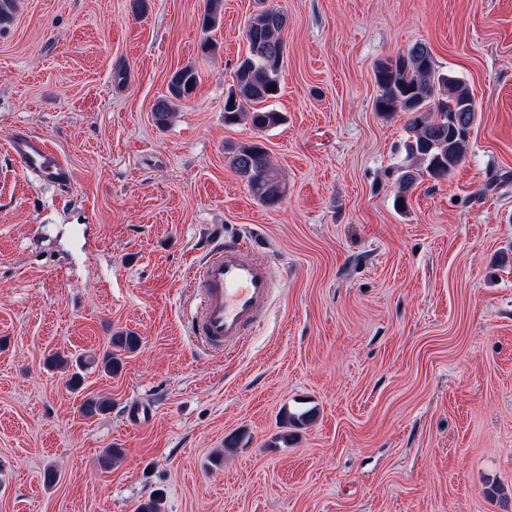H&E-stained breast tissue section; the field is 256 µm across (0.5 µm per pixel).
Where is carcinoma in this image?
Listing matches in <instances>:
<instances>
[{
    "label": "carcinoma",
    "instance_id": "cac0c4a2",
    "mask_svg": "<svg viewBox=\"0 0 512 512\" xmlns=\"http://www.w3.org/2000/svg\"><path fill=\"white\" fill-rule=\"evenodd\" d=\"M223 0H206L203 27L211 29L219 21ZM287 16L276 7L266 8L248 22L246 36L249 52L238 64L233 84L224 101V122L243 120L263 132L284 121L283 113L266 105L276 98L283 63L282 34ZM199 79L196 70L186 66L176 71L168 86V95L159 98L153 115L156 124L166 126L175 102L189 98ZM379 94L375 110L384 114L407 115L405 129L415 169L402 172L399 186L408 191L423 176L434 180L447 178L463 162L469 145V130L476 105L468 86L461 80L439 74L428 47L417 43L407 54L398 56L394 65L381 63L375 68ZM230 165L260 203L274 208L286 196L281 171L257 142L228 149Z\"/></svg>",
    "mask_w": 512,
    "mask_h": 512
}]
</instances>
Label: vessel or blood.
Returning <instances> with one entry per match:
<instances>
[{"label": "vessel or blood", "instance_id": "vessel-or-blood-1", "mask_svg": "<svg viewBox=\"0 0 512 512\" xmlns=\"http://www.w3.org/2000/svg\"><path fill=\"white\" fill-rule=\"evenodd\" d=\"M18 168L59 186L70 185L72 174L45 139L19 131L9 140ZM191 332L204 347L236 348L263 320L272 291L269 261L246 244L216 245L197 268Z\"/></svg>", "mask_w": 512, "mask_h": 512}]
</instances>
